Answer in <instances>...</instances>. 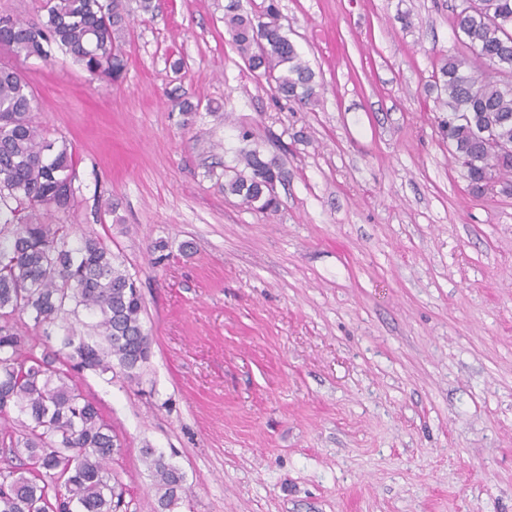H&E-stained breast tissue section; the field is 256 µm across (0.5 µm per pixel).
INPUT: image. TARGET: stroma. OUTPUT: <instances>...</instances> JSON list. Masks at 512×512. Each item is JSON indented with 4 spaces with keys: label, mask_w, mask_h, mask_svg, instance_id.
I'll use <instances>...</instances> for the list:
<instances>
[{
    "label": "stroma",
    "mask_w": 512,
    "mask_h": 512,
    "mask_svg": "<svg viewBox=\"0 0 512 512\" xmlns=\"http://www.w3.org/2000/svg\"><path fill=\"white\" fill-rule=\"evenodd\" d=\"M458 2L278 0L307 109L247 69L225 0H124L115 84L23 62L76 158L44 222L120 253L145 303L139 378H74L127 512L157 508L145 448L186 476L176 512H512V193L471 188L426 91ZM243 148L282 168L276 211L225 194Z\"/></svg>",
    "instance_id": "35a3bbf8"
}]
</instances>
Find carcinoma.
<instances>
[{
  "mask_svg": "<svg viewBox=\"0 0 512 512\" xmlns=\"http://www.w3.org/2000/svg\"><path fill=\"white\" fill-rule=\"evenodd\" d=\"M45 18L0 17V51L45 60L56 46L88 73L118 81L127 64L123 0H43ZM277 0L260 14L224 5V25L244 64L274 81L275 100L319 102L315 73L277 23ZM453 26L457 53L434 74L439 126L472 183L489 172L512 188V0H463ZM34 95L23 71L0 64V512H117L122 503L108 462L118 447L97 404L71 372H119L134 380L148 362L145 304L124 261L101 239L72 224H46L41 209L67 213L75 160L65 140L52 142L35 123ZM279 169L254 152L245 169L224 173V193L274 211ZM90 333L65 329L60 346L39 356L18 326L54 323L79 310ZM158 486L159 512H174L185 474L163 452L142 449Z\"/></svg>",
  "mask_w": 512,
  "mask_h": 512,
  "instance_id": "1",
  "label": "carcinoma"
}]
</instances>
